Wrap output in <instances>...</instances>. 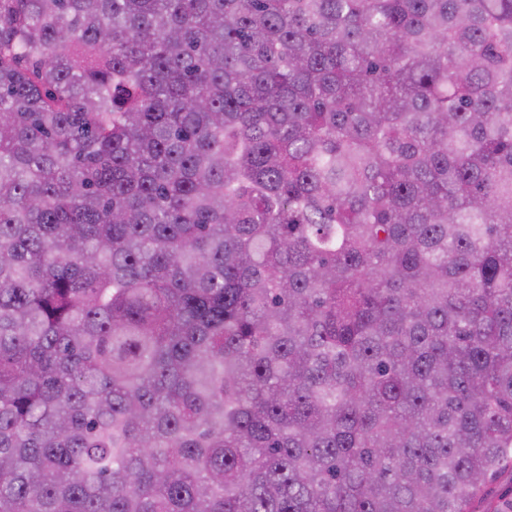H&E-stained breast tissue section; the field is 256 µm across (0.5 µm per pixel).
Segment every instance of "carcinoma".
Returning <instances> with one entry per match:
<instances>
[{"label":"carcinoma","mask_w":512,"mask_h":512,"mask_svg":"<svg viewBox=\"0 0 512 512\" xmlns=\"http://www.w3.org/2000/svg\"><path fill=\"white\" fill-rule=\"evenodd\" d=\"M505 466L512 0H0V512Z\"/></svg>","instance_id":"obj_1"}]
</instances>
